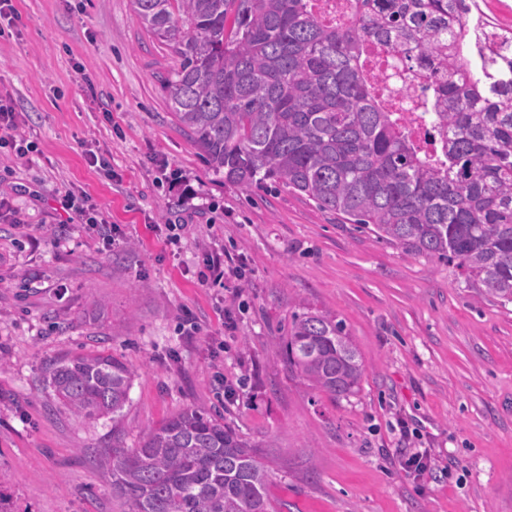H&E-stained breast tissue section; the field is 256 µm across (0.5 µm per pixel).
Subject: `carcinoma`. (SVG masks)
Listing matches in <instances>:
<instances>
[{"label":"carcinoma","instance_id":"obj_1","mask_svg":"<svg viewBox=\"0 0 512 512\" xmlns=\"http://www.w3.org/2000/svg\"><path fill=\"white\" fill-rule=\"evenodd\" d=\"M139 24L179 64L164 89L207 167L246 188L268 182L449 262L478 293L512 303V69H476L462 0H354L330 26L313 0H131ZM431 80L423 153L377 99L360 63L370 43ZM288 367L334 398L363 373L342 322L295 316ZM136 371L78 352L49 372L56 397L89 419L117 416ZM129 512H268L269 476L251 442L189 407L136 448L98 459Z\"/></svg>","mask_w":512,"mask_h":512}]
</instances>
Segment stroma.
Here are the masks:
<instances>
[{
	"mask_svg": "<svg viewBox=\"0 0 512 512\" xmlns=\"http://www.w3.org/2000/svg\"><path fill=\"white\" fill-rule=\"evenodd\" d=\"M13 5L0 98L37 150L0 157L7 512H128L97 457L194 406L218 407L256 444L270 512H512V304L281 185L212 175L162 85L177 58L131 0ZM72 192L105 213L112 245L76 227L45 234L67 224ZM209 253L239 276L202 284ZM307 311L351 337L354 394L331 398L289 368L288 325ZM80 350L135 369L117 418L74 415L49 386ZM416 451L429 470L406 467Z\"/></svg>",
	"mask_w": 512,
	"mask_h": 512,
	"instance_id": "35a3bbf8",
	"label": "stroma"
}]
</instances>
